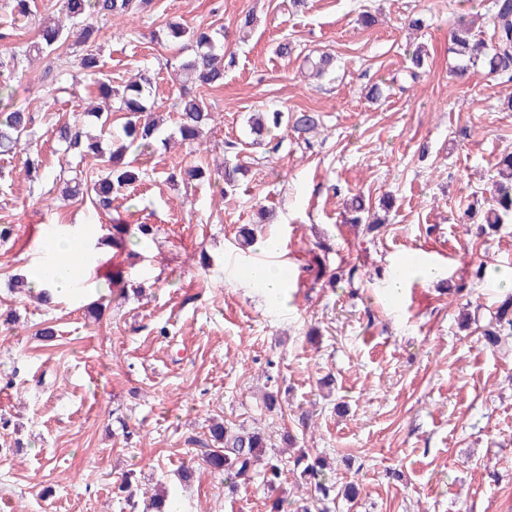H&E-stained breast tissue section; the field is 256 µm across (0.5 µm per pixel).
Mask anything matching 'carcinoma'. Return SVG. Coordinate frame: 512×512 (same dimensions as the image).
Instances as JSON below:
<instances>
[{"instance_id": "carcinoma-1", "label": "carcinoma", "mask_w": 512, "mask_h": 512, "mask_svg": "<svg viewBox=\"0 0 512 512\" xmlns=\"http://www.w3.org/2000/svg\"><path fill=\"white\" fill-rule=\"evenodd\" d=\"M154 0H62L60 17L52 24L39 22L38 40L25 49L0 54V95L9 87L8 80L17 73L31 56L50 54L70 38L84 46L79 63L83 71L91 76L103 106H95L79 112L70 120L57 124L55 134L64 154L73 153L84 160L92 158L100 163L98 173H77L64 177L65 168H60L55 180L63 184L62 200L81 197L89 200L97 212H108L112 201L135 183L143 180L147 169L139 162V156L159 148L168 149L173 144L172 136L166 134L162 122L154 116L153 106L148 98L153 87V76L146 70L138 77L119 84L100 77L99 47L97 41L101 28L94 20L105 16H123L148 12ZM492 34L489 40L478 38L475 30L465 17H460L451 33L450 51L459 60L457 74L463 75L470 69H480L490 76L512 73V0H494ZM164 41L178 44L190 41L195 44V54L183 60L178 71L185 78L183 92L175 103L179 113L178 133L184 145H201L208 132L212 113L199 88H217L224 85L225 66L234 63L232 53L215 41L214 33L197 29L181 22H168L163 29ZM118 103V110L126 114L121 125V134L112 133L109 117L111 101ZM37 116L30 107H0V151L10 153L32 143ZM251 132L262 136L267 124L278 128L289 127L302 137L315 131L317 119L312 113L299 112L291 115L281 111L268 116L257 115L249 120ZM498 181L496 192L488 209L487 223L499 224L503 217L512 216V153L503 155L497 162ZM242 173L239 164L224 165L219 174L223 180L220 194L234 190L238 175ZM349 223H370V208L362 196L355 195L348 204ZM112 243L117 245L126 238L147 239L153 235L149 224H114ZM512 334V298H508L495 312L494 321L484 329L486 339L494 344L498 337ZM213 441L224 442L222 448H211L206 453V466L225 476V489L232 493L243 482L256 477L264 486L274 491L283 474L281 460L275 449H266L265 438L260 431H244L227 434L224 426L215 424L210 429ZM293 470L299 472L300 484L312 491L311 506L304 512H326L324 504L338 497L352 500L358 494L356 486L347 484L341 488L325 477L326 463L319 457L309 458L301 449L290 458Z\"/></svg>"}]
</instances>
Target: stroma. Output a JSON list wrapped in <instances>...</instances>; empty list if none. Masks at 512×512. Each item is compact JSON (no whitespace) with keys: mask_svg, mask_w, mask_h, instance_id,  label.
Segmentation results:
<instances>
[{"mask_svg":"<svg viewBox=\"0 0 512 512\" xmlns=\"http://www.w3.org/2000/svg\"><path fill=\"white\" fill-rule=\"evenodd\" d=\"M491 10L492 0H156L151 12L102 22L103 74L117 85L154 70L151 99L170 133L185 52L156 33L169 21L208 28L235 58L223 86L202 92L214 117L205 148L144 156L147 179L102 214L58 202L53 182L62 163L95 168L65 159L53 132L91 97L82 46L25 64L11 102L44 116L37 175L21 156H0V224L14 227L0 244V310L15 316L0 322V379L11 382L0 387V512H132L114 493L129 474L185 512H268L260 480L233 497L206 468L179 481V467L212 447L214 419L260 428L272 448L293 435L327 458L338 484L359 488L328 512H512V335L493 347L482 335L512 292L469 276L478 264L512 265V219L484 231L465 214L489 203L496 164L512 152V112L501 106L512 81L455 77L448 50L459 16L485 27ZM248 12L257 22L242 36L236 22ZM419 44L420 78L393 86ZM323 53L334 68L316 79L308 61ZM277 109L315 113L317 133L280 128L254 143L249 117ZM238 159L247 171L225 199L215 180L168 179ZM356 193L374 207L393 196L385 224L346 223ZM262 208L270 223H259ZM116 218L156 235L106 247L88 279L104 288L120 268L139 295L110 298L96 319L85 303L49 308L13 289L61 227L91 224L103 237ZM244 226L258 243L243 252ZM270 236L292 281L277 308L241 273ZM405 250L440 253V274L408 278L394 295ZM474 311L478 323H463ZM46 327L52 339L40 337Z\"/></svg>","mask_w":512,"mask_h":512,"instance_id":"obj_1","label":"stroma"}]
</instances>
